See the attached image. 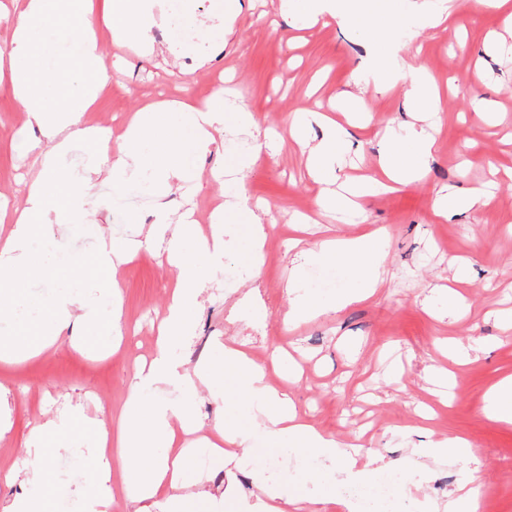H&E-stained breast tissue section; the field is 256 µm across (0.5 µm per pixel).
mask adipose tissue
<instances>
[{"mask_svg":"<svg viewBox=\"0 0 512 512\" xmlns=\"http://www.w3.org/2000/svg\"><path fill=\"white\" fill-rule=\"evenodd\" d=\"M157 6L158 0H13L11 7L0 9V26L9 41L0 54V86L7 87L26 125L39 133L31 145L33 171L21 202L0 208V320L12 329L11 336L0 339V359L10 361L55 347L59 336L72 327L83 333L75 351L93 345L119 350L124 336L120 269L160 246L171 275L153 357L137 368L121 411L107 422L88 416L78 404L35 427L21 464L0 471V485H13L22 477L30 489L0 507V512H56L63 482L53 472L49 455L73 452L81 439L89 441L91 454L88 476L74 493L79 512H111L116 463L131 501L140 505L138 512L154 507L159 512H191L195 497L189 489L198 448L212 449L223 460L228 477L239 472L249 475L250 494L260 512H320L322 505L335 500L339 481L334 462L340 456L362 497L373 499L387 468H361L356 453H341L333 438L296 412L287 393L271 385L267 367L245 349L217 344L214 354L192 370L181 359L192 332V312L204 293L218 285L215 273L224 265L225 214L249 215L248 257L256 271L270 233L262 221L267 204L251 203L234 190L205 231L194 224L190 212L163 202L153 222L139 225L133 236H113L100 228L102 217L126 207L130 191H150L163 199L173 186L195 180L197 159L209 151L225 121L247 133L257 126L244 106L228 110L223 103L196 99L142 106L128 115L116 140L86 124L87 112L109 80L99 28H108L116 44L145 47L153 42ZM242 10L241 0H225L216 23L205 28L209 49L198 54V68L207 66L210 53L224 49ZM279 11L303 27L337 14L347 24L370 30L379 27L388 4L386 0H279ZM440 19L438 8L425 12L409 0L389 23L392 51L375 56L362 71L380 89L402 82L406 100L415 106L403 133L385 140L379 154L383 180L349 179L344 151L351 132L322 108L296 111L289 133L306 150L307 169L322 186L316 200L321 209L352 210L366 196L424 178L436 142L420 121L423 115L439 112L440 95L426 67L404 62L396 48ZM66 65L72 71L63 93L50 74ZM314 125L323 130L315 142L308 136ZM77 141L92 143L98 160L81 173L61 176V162ZM80 226L89 230V248L67 259L68 266L83 271L79 284L60 283L50 299H42L35 287L56 263L57 232ZM386 240L379 230L302 247L298 255L303 263L344 264L355 271L356 285L337 295L314 296L302 292L297 279H290L286 322L305 321L370 296L381 282ZM163 385L173 388L174 398L159 397ZM203 393L213 401L229 402L228 421L204 425L195 411ZM288 451L328 462L320 494L304 493L309 473L299 472L295 487L286 490L268 483L253 467L255 457Z\"/></svg>","mask_w":512,"mask_h":512,"instance_id":"adipose-tissue-1","label":"adipose tissue"}]
</instances>
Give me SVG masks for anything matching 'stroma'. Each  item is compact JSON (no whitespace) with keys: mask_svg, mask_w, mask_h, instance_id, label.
I'll return each mask as SVG.
<instances>
[{"mask_svg":"<svg viewBox=\"0 0 512 512\" xmlns=\"http://www.w3.org/2000/svg\"><path fill=\"white\" fill-rule=\"evenodd\" d=\"M450 0L445 25L426 28L415 44L401 47L403 60L418 58L443 90L436 149L423 180L369 198L364 215L345 223L332 214H318L316 223H294L295 215L316 211L319 184L306 174L299 147L288 136L297 109L318 99L346 124L343 92L351 90L363 68L368 44L357 29L328 19L298 28L281 16L277 0H246L224 51L208 70L197 72L189 56L171 57L134 49L110 69L109 83L90 125H108L113 136L124 130L127 113L160 98H213L225 74L235 76V94L254 113L260 128L277 132L274 142L247 134L224 132L211 152L197 161L199 187H173L167 196L180 206L193 198V219L205 224L214 204L223 202L224 171L240 153L260 145V156L244 182L250 199L268 202L276 227L265 248L259 273L245 267L247 215L227 216L224 223V272L236 280L207 292L194 312L187 368L202 361L199 346L232 342L246 347L255 360L269 364L273 351L288 352L298 368L271 382L288 390L300 414L341 448L358 447L359 464L369 458L404 467L412 449L455 436L470 440L481 468L453 458L429 459L423 471L405 469L404 492L412 503H447L469 472H476L482 491L493 492L497 512H512V425L484 412L486 395L512 374V56L502 53L504 16ZM363 114L355 115L351 151L357 172L379 175L378 155L387 129L408 118L403 85L379 91L364 87ZM492 103L495 117L479 121L478 104ZM35 138L23 125L16 104L0 88V194L16 198L15 177L28 172ZM448 186L465 192L490 188L486 202L470 211H452L439 218L432 212L435 193ZM156 201L132 192L127 210L113 211L102 229L114 235L133 234L137 224L154 220ZM135 211L138 223L127 220ZM385 229L388 239L384 283L373 296L297 325L283 321L288 310L286 283L295 266L289 240L314 243ZM122 320L129 334L119 353L97 348L74 351L75 330H66L56 352L13 362L0 360V387L11 403V429L0 441V470L19 462L33 428L62 406L83 398L109 419L125 401L135 365L154 350L170 282L165 253L140 256L122 268ZM452 287L464 297L469 312L462 318H437L439 289ZM251 290L267 316L254 323L238 315L242 292ZM453 338L473 346L470 362L456 367V394L445 405L431 394L427 376L447 366L439 351ZM436 415L422 422L419 406Z\"/></svg>","mask_w":512,"mask_h":512,"instance_id":"35a3bbf8","label":"stroma"}]
</instances>
